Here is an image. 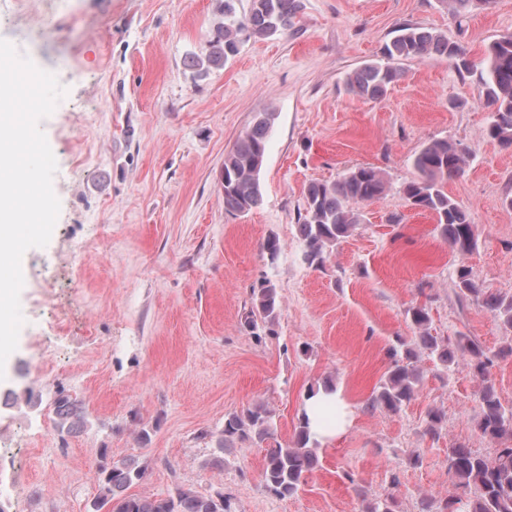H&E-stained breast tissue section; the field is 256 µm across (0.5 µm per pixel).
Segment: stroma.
Returning <instances> with one entry per match:
<instances>
[{
	"label": "stroma",
	"mask_w": 512,
	"mask_h": 512,
	"mask_svg": "<svg viewBox=\"0 0 512 512\" xmlns=\"http://www.w3.org/2000/svg\"><path fill=\"white\" fill-rule=\"evenodd\" d=\"M223 21L215 0H0V39L67 90L40 123L61 210L48 245L24 255L25 323L0 371V397H10L0 400V512H93L98 465L128 458L149 464L130 488L139 496L183 486L231 497L233 512H366L386 499L418 512L422 498L438 505L453 492L451 448L495 453L477 426L478 394L490 382L512 406V332L459 296L455 273L469 266L484 292L512 296V149L486 138L490 110L445 58L400 62L401 78L377 100L348 92L345 79L382 60L405 25L480 57L512 32V0L460 20L441 0H301L288 34L246 41L198 77L189 58ZM270 105L263 201L226 212L224 156ZM433 140L469 148L464 174L447 184L477 227L478 247L463 258L400 194ZM361 165L389 190L361 207L324 268H310L295 229L305 188ZM265 279L279 315L273 332L255 335L243 321ZM419 305L431 335L475 340L488 374L463 364L443 373L425 356L410 402L369 409L395 350L418 334L407 311ZM327 378L343 426L319 438L296 495L267 491L264 449L218 451L228 415L259 402L290 443ZM62 397L83 415L69 432L54 422ZM432 409L444 414L436 440Z\"/></svg>",
	"instance_id": "stroma-1"
}]
</instances>
